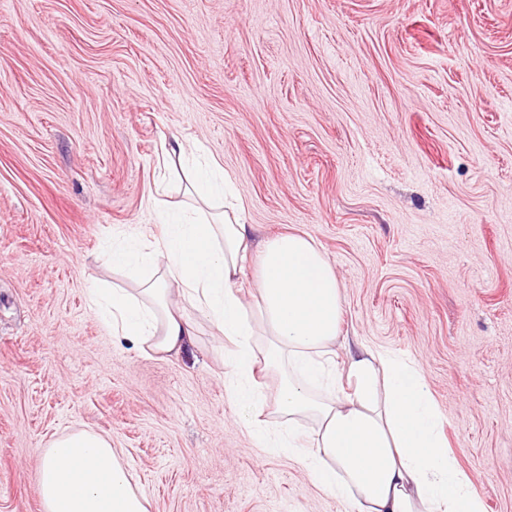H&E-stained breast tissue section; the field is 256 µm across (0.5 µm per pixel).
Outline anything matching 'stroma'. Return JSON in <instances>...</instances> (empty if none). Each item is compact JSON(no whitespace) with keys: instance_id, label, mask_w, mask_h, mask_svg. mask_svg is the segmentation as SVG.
<instances>
[{"instance_id":"obj_1","label":"stroma","mask_w":512,"mask_h":512,"mask_svg":"<svg viewBox=\"0 0 512 512\" xmlns=\"http://www.w3.org/2000/svg\"><path fill=\"white\" fill-rule=\"evenodd\" d=\"M232 181L254 244L311 237L349 351L416 362L486 512H512V0H0V512L40 450L108 434L150 512H359L257 447L205 319L178 354L113 338L102 256Z\"/></svg>"}]
</instances>
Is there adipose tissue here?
I'll return each instance as SVG.
<instances>
[{"label":"adipose tissue","mask_w":512,"mask_h":512,"mask_svg":"<svg viewBox=\"0 0 512 512\" xmlns=\"http://www.w3.org/2000/svg\"><path fill=\"white\" fill-rule=\"evenodd\" d=\"M195 199L164 220L153 238L112 239L113 270L137 281L88 291L113 337L139 352L179 353L202 315L229 341L225 383L239 422L257 447L287 449L311 482L361 512H485L469 473L448 452L440 413L422 369L386 349L351 357V395L336 393L335 346L341 292L311 239L288 232L252 251L242 208L220 212L213 197L229 182L189 167ZM257 265L251 303L238 285ZM280 373L274 396L256 373ZM273 412L288 429L272 437L261 417ZM311 430H303V422ZM43 512H148L109 436L76 431L42 449Z\"/></svg>","instance_id":"obj_1"}]
</instances>
